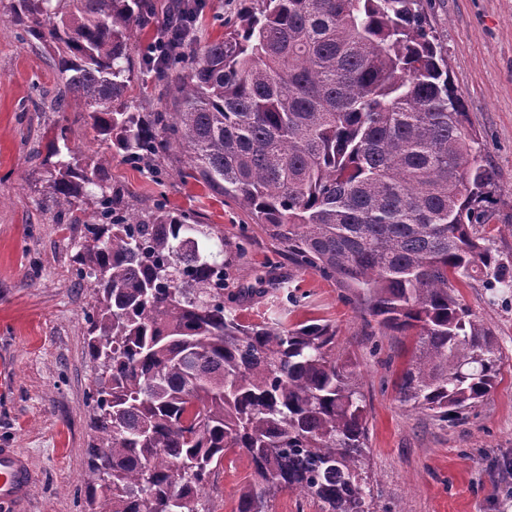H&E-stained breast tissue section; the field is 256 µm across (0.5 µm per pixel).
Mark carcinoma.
<instances>
[{"label": "carcinoma", "mask_w": 512, "mask_h": 512, "mask_svg": "<svg viewBox=\"0 0 512 512\" xmlns=\"http://www.w3.org/2000/svg\"><path fill=\"white\" fill-rule=\"evenodd\" d=\"M420 0H260L216 41L166 45L143 72L176 111L125 96L147 0H13L26 39L51 42L56 108L86 113L134 166L177 152V174L238 203L288 261L351 290L384 334L411 336L395 382L410 411L458 420L499 382L503 355L454 282L507 283L482 204L495 188ZM202 0H176L172 24ZM58 224H83L70 266L90 288L85 347L91 512H214L207 490L230 453L251 479L236 512H272L285 490L320 512H370L360 365L336 326L244 323L226 288L224 232L161 203L134 205L111 160L84 158L67 128L45 144ZM90 199L91 214L76 215Z\"/></svg>", "instance_id": "obj_1"}]
</instances>
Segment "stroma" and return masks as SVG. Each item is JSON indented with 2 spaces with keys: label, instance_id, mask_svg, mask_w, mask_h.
<instances>
[{
  "label": "stroma",
  "instance_id": "stroma-1",
  "mask_svg": "<svg viewBox=\"0 0 512 512\" xmlns=\"http://www.w3.org/2000/svg\"><path fill=\"white\" fill-rule=\"evenodd\" d=\"M254 6V0H204L195 37L221 38L226 24ZM421 6L441 36L468 128L483 143L482 163L496 176L487 213L491 247L512 272V0H421ZM155 33L141 31L140 47ZM22 35L11 0H0V446L30 459L35 480L26 512H85L92 480L88 394L100 371L84 349L90 293L70 270L83 227L56 223L36 183L44 172L45 136L61 125L82 155H111V183L125 200L164 201L222 230L228 243L244 242V251L230 254L229 280L230 289L253 291L238 310L243 322L278 316L292 324L320 319L335 325L340 346L360 363L374 512H512L511 286L491 288L479 279L457 285L503 352L496 388L460 421L406 412L394 383L411 356V338L371 333L352 291L295 268L245 209L178 177L180 154L166 161L170 176L156 182L148 167H131L112 154L84 113L54 111V51ZM140 47L129 59L127 97L146 112L174 111L171 92L144 76ZM272 279L299 284V303L269 288ZM250 472L247 460L224 462L209 491L215 512H235Z\"/></svg>",
  "mask_w": 512,
  "mask_h": 512
}]
</instances>
